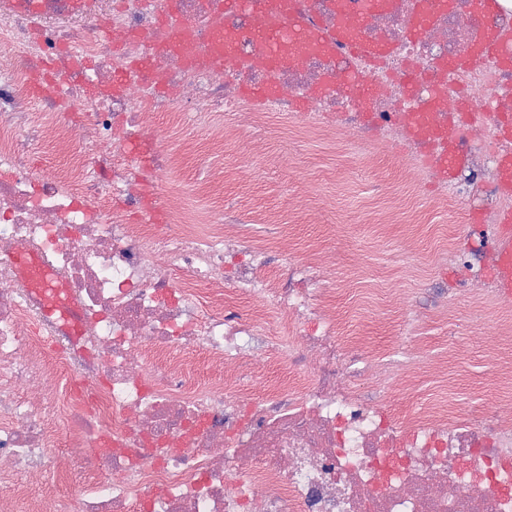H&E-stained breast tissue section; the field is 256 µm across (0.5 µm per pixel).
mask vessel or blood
<instances>
[{
    "mask_svg": "<svg viewBox=\"0 0 512 512\" xmlns=\"http://www.w3.org/2000/svg\"><path fill=\"white\" fill-rule=\"evenodd\" d=\"M254 39L266 49L255 63L263 68L281 67L297 61L309 52L332 54L343 44L375 56L385 54L384 46L366 43L356 18L340 14L335 37L329 38L319 29L310 28L299 19V0H272L252 31ZM470 55L485 57L501 68H512V44L496 30H486L482 40L470 49ZM469 55V56H470ZM235 60V37L232 33L214 35L208 65L220 70ZM404 121L410 136L421 144H436L440 150L428 163L439 180L447 182L466 162L461 135L456 127L434 120L429 112H408ZM496 256L495 280L500 298L512 297V210L503 211L500 230L493 239Z\"/></svg>",
    "mask_w": 512,
    "mask_h": 512,
    "instance_id": "1",
    "label": "vessel or blood"
}]
</instances>
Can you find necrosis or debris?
<instances>
[{
  "label": "necrosis or debris",
  "mask_w": 512,
  "mask_h": 512,
  "mask_svg": "<svg viewBox=\"0 0 512 512\" xmlns=\"http://www.w3.org/2000/svg\"><path fill=\"white\" fill-rule=\"evenodd\" d=\"M497 2L487 16L475 0H450L416 35L417 0H312L310 24L331 32L350 13L389 54L340 49L260 69L256 4L0 0V512H33L27 487L51 488L72 464L82 496L53 492L45 512H512V424L491 410L399 420L385 399L400 373L361 366L340 345L320 268L169 203L160 223L133 221L172 168L152 115L206 129L239 114L241 80L276 85L267 109L290 124L309 96L315 116L335 113L345 132L405 145L414 160L434 149L411 142L404 112L459 122L479 105L512 119V70L446 66L487 27L512 33V0ZM164 14L196 28L201 56L213 30L235 31V64L216 72L170 47ZM46 63L59 89L37 108L31 86ZM352 77L373 95L361 99ZM495 132L465 127L461 187L491 215L512 205L485 149ZM141 137L153 145L146 164L126 149ZM49 142L65 164L33 171L30 154ZM22 252L66 289L72 331L45 314L14 263ZM228 289L267 316L225 312ZM198 356L236 368L233 383L198 381ZM272 359L286 377L256 397L253 368Z\"/></svg>",
  "instance_id": "obj_1"
}]
</instances>
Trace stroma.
I'll use <instances>...</instances> for the list:
<instances>
[{"label": "stroma", "mask_w": 512, "mask_h": 512, "mask_svg": "<svg viewBox=\"0 0 512 512\" xmlns=\"http://www.w3.org/2000/svg\"><path fill=\"white\" fill-rule=\"evenodd\" d=\"M174 159L170 180L197 217L220 210L260 243L322 264L335 288L340 339L374 363L400 348L417 357L387 404L401 419L430 408L512 420V302H477L449 250L495 228L476 201L422 181L404 148L336 127L297 133L270 112L193 136L155 117Z\"/></svg>", "instance_id": "1"}]
</instances>
